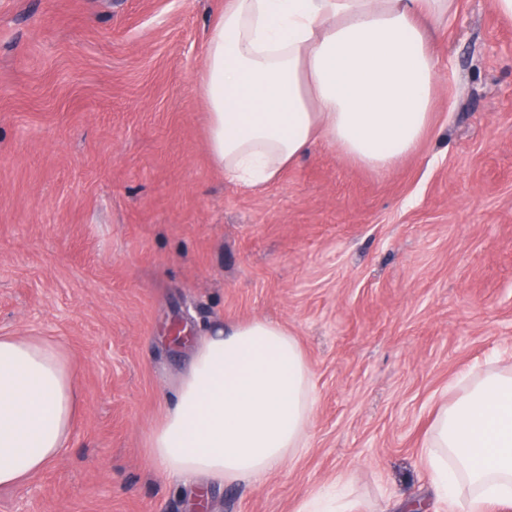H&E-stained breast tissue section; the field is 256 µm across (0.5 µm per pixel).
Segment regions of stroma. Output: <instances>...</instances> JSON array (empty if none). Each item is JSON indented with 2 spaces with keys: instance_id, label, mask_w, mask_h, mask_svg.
<instances>
[{
  "instance_id": "1",
  "label": "stroma",
  "mask_w": 512,
  "mask_h": 512,
  "mask_svg": "<svg viewBox=\"0 0 512 512\" xmlns=\"http://www.w3.org/2000/svg\"><path fill=\"white\" fill-rule=\"evenodd\" d=\"M223 8L0 0V336L60 342L81 398L0 512H297L340 477L353 512H447L423 463L435 407L512 364V19L457 0L432 126L390 172L320 143L249 190L207 148ZM254 319L310 366L307 446L255 483L175 485L145 436L195 343Z\"/></svg>"
}]
</instances>
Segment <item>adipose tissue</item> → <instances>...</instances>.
I'll return each instance as SVG.
<instances>
[{
  "label": "adipose tissue",
  "mask_w": 512,
  "mask_h": 512,
  "mask_svg": "<svg viewBox=\"0 0 512 512\" xmlns=\"http://www.w3.org/2000/svg\"><path fill=\"white\" fill-rule=\"evenodd\" d=\"M455 0H224L201 90L208 151L229 178L273 183L323 142L386 172L431 125L441 76L430 29ZM316 402L300 344L252 320L198 344L160 420L151 461L175 478L258 481L305 446ZM79 407L73 363L41 336H0V486L66 448ZM424 459L444 504L512 500V368L489 360L440 407Z\"/></svg>",
  "instance_id": "adipose-tissue-1"
}]
</instances>
